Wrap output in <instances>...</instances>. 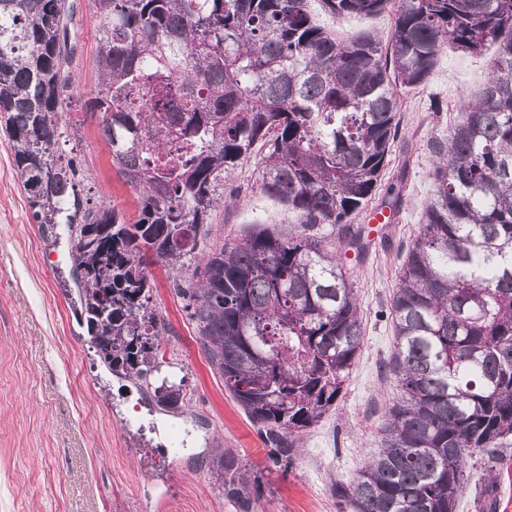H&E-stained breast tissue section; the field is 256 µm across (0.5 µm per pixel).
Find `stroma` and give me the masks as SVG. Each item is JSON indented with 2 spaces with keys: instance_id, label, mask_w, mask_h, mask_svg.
Instances as JSON below:
<instances>
[{
  "instance_id": "obj_1",
  "label": "stroma",
  "mask_w": 512,
  "mask_h": 512,
  "mask_svg": "<svg viewBox=\"0 0 512 512\" xmlns=\"http://www.w3.org/2000/svg\"><path fill=\"white\" fill-rule=\"evenodd\" d=\"M80 23L72 67V113L82 118L98 74V19L92 0H75ZM318 22L340 38L371 31L390 33L392 17H334L319 0ZM487 56L465 57L445 47L424 87L402 96L400 132L391 147L382 185L403 180L394 222L372 224L373 199L357 223L372 225L362 255L332 247L352 275L363 314L364 338L335 409L296 442L288 466H273L270 445L210 366L194 324L174 292L190 269L151 266L153 301L169 322L160 353L183 378L189 407L164 410L133 380L112 374L87 343L73 299L69 228L58 224L56 245H47L16 175L11 144L0 131V512H239L224 495L213 465L216 443L235 452L261 478L252 512H339L333 487L379 450L385 410L399 388L388 370L394 339L389 315L404 252L417 236L432 189L428 144L458 120L467 99L488 77ZM443 104L433 112L432 100ZM91 175L103 200L138 213L136 196L113 169L94 127L78 148L59 147ZM237 204L216 210L219 247L254 224L283 234L297 229L286 206L261 194L254 160L224 179ZM496 477V512H512V440L491 465L470 468L457 512H483L485 473Z\"/></svg>"
}]
</instances>
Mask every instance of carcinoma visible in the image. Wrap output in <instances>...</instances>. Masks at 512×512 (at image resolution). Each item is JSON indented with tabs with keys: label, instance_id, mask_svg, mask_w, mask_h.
Returning a JSON list of instances; mask_svg holds the SVG:
<instances>
[{
	"label": "carcinoma",
	"instance_id": "obj_1",
	"mask_svg": "<svg viewBox=\"0 0 512 512\" xmlns=\"http://www.w3.org/2000/svg\"><path fill=\"white\" fill-rule=\"evenodd\" d=\"M98 90L85 104L112 167L135 192V222L91 205L61 141L75 42L70 0H0V116L38 224H67L80 316L110 372L190 403L158 379L169 322L149 267L192 268L175 289L208 362L265 428L272 463L338 401L361 347L350 274L328 226L362 253L351 223L375 196L400 131V92L423 86L450 44L493 46L490 77L444 140L390 315L400 395L381 448L333 488L344 512H457L469 460L512 435V0H320L324 12H391L388 38L339 39L309 0H95ZM260 148V191L293 213L284 238L263 224L203 252L224 174ZM224 496L251 512L258 479L217 448Z\"/></svg>",
	"mask_w": 512,
	"mask_h": 512
}]
</instances>
